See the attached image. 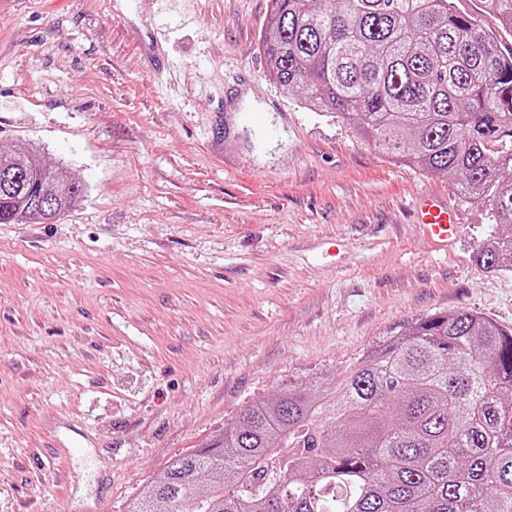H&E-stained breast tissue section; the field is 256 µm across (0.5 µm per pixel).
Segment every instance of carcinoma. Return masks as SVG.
<instances>
[{"label":"carcinoma","instance_id":"carcinoma-1","mask_svg":"<svg viewBox=\"0 0 512 512\" xmlns=\"http://www.w3.org/2000/svg\"><path fill=\"white\" fill-rule=\"evenodd\" d=\"M512 30V0H484ZM260 50L301 104L426 174L453 175L512 258V50L452 0H272ZM50 156L0 153V224L80 197ZM512 512V329L465 310L417 319L349 374L252 401L123 512Z\"/></svg>","mask_w":512,"mask_h":512}]
</instances>
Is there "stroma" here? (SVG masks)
I'll return each mask as SVG.
<instances>
[{"mask_svg":"<svg viewBox=\"0 0 512 512\" xmlns=\"http://www.w3.org/2000/svg\"><path fill=\"white\" fill-rule=\"evenodd\" d=\"M270 9L0 0V150L83 187L57 223L0 224V512H121L253 400L422 316L512 328V271L475 262L487 211L282 93ZM431 192L446 253L414 222ZM416 222L424 236L439 250L448 252L460 234V224L448 202L434 194L416 201Z\"/></svg>","mask_w":512,"mask_h":512,"instance_id":"obj_1","label":"stroma"}]
</instances>
